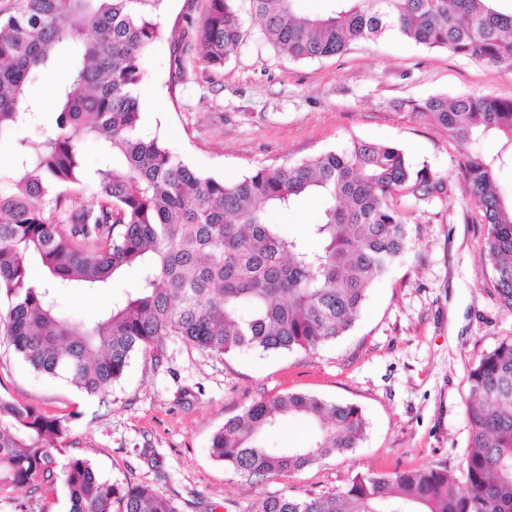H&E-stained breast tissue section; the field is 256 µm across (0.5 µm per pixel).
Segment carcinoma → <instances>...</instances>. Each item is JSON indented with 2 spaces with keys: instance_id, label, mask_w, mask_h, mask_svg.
<instances>
[{
  "instance_id": "carcinoma-1",
  "label": "carcinoma",
  "mask_w": 512,
  "mask_h": 512,
  "mask_svg": "<svg viewBox=\"0 0 512 512\" xmlns=\"http://www.w3.org/2000/svg\"><path fill=\"white\" fill-rule=\"evenodd\" d=\"M163 0H15L0 21V136L40 110L28 86L63 55L69 79L56 88L53 132L38 147L13 141L0 189V335L35 371L103 396L138 351L167 336L229 354L242 349L311 351L356 322L367 291L403 252L406 224L397 196L427 202L449 191L414 169L396 144L356 140L304 161L262 168L234 181L204 175L167 145L140 134L135 94L143 60L158 37ZM235 0H206L197 28L208 66L219 69L242 41ZM295 0H250L263 35L294 59L343 53L351 44L396 34L491 67L512 69V12L491 0H330L324 16L300 14ZM185 42L172 51L170 81L182 77ZM460 149L459 168L486 225L480 253L501 307L512 312V198L496 186L512 159V99L465 94L408 103ZM496 134L489 155L473 148ZM101 144L90 177L82 142ZM94 202L80 209L66 192L85 181ZM324 209L309 238L269 221L302 197ZM43 269L31 278L29 261ZM135 285L112 296L90 323L65 316L61 288L109 291L124 272ZM470 444L463 477L446 467L358 474L333 494L288 492L250 512H512V337L469 370ZM291 416L311 438L277 448L266 436ZM366 421L359 406L302 393L254 401L212 437L210 454L254 481L290 478L355 448ZM67 419L0 396V494L61 482L69 512H177L143 484L100 479L87 458L56 454Z\"/></svg>"
}]
</instances>
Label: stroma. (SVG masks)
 <instances>
[{"instance_id":"1","label":"stroma","mask_w":512,"mask_h":512,"mask_svg":"<svg viewBox=\"0 0 512 512\" xmlns=\"http://www.w3.org/2000/svg\"><path fill=\"white\" fill-rule=\"evenodd\" d=\"M235 7L246 35L240 47L218 70L193 49L172 87L174 21L199 20L204 0H165L136 90L144 138L228 179L355 139L395 143L414 168L446 179L449 195L428 203L398 197L408 231L403 254L373 281L354 326L316 350L217 355L170 336L161 356L135 353L105 396L88 397L33 371L0 339V396L67 417L69 455L90 459L100 479L151 487L179 512H249L259 497L325 495L360 473L461 468L467 374L512 336V313L480 268L485 226L460 175L459 148L403 103L437 94L512 99V70L392 34L333 57L296 60L261 40L249 0ZM289 392L360 406L364 441L293 477L258 484L211 457L210 440L228 419L259 398Z\"/></svg>"}]
</instances>
